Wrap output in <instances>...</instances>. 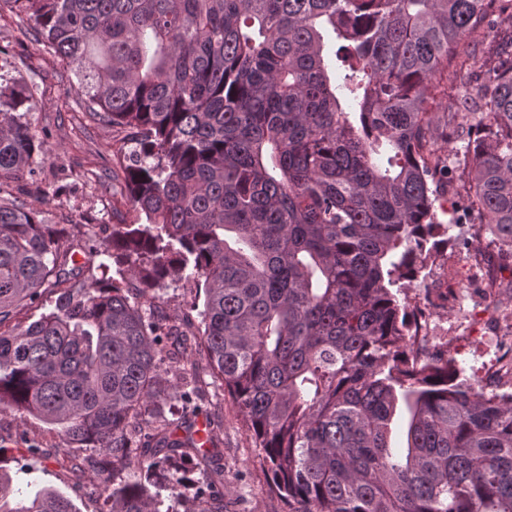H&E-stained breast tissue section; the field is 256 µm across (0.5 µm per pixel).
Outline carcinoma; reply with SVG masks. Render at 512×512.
<instances>
[{
	"label": "carcinoma",
	"mask_w": 512,
	"mask_h": 512,
	"mask_svg": "<svg viewBox=\"0 0 512 512\" xmlns=\"http://www.w3.org/2000/svg\"><path fill=\"white\" fill-rule=\"evenodd\" d=\"M13 2L90 118L139 141L124 179L144 221L113 225L116 275L79 285L76 225L0 196V406L91 449L71 470L108 512H227L224 451L177 382L187 338L154 309L189 269L194 344L292 512H512V392L452 355L408 359L393 290L448 231L450 163L512 262V0ZM482 30L478 90L452 97L448 69ZM29 101L0 88V180L44 150ZM49 285L66 287L55 308L24 321ZM197 468L212 478L188 497ZM0 512L73 510L1 471Z\"/></svg>",
	"instance_id": "carcinoma-1"
}]
</instances>
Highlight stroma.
Segmentation results:
<instances>
[{"label": "stroma", "mask_w": 512, "mask_h": 512, "mask_svg": "<svg viewBox=\"0 0 512 512\" xmlns=\"http://www.w3.org/2000/svg\"><path fill=\"white\" fill-rule=\"evenodd\" d=\"M0 79L31 92L32 112L25 121L36 132H47L44 152L30 161L32 176L0 184V195L23 202L46 224H72L84 248L76 256L80 282L102 275L100 249L113 225L131 224L138 214L126 199L123 167L135 142L128 132L96 124L86 117L82 94L74 88L70 65L50 54L22 21L18 6H0ZM448 199L455 223L447 233L455 248L458 272L467 275L472 257L487 258L497 271L498 250L490 234H477L466 207V189L449 174ZM204 295L196 285L177 279L159 290L157 302L172 320L188 326L199 321ZM195 366L189 376L211 422L212 434L224 450V498L229 512H289L285 499L274 493L261 449L221 380L215 378L195 348H188ZM78 450L59 430L10 406L0 407V469L25 471L29 480L52 487L71 501L77 512H102L103 500L69 471Z\"/></svg>", "instance_id": "35a3bbf8"}]
</instances>
